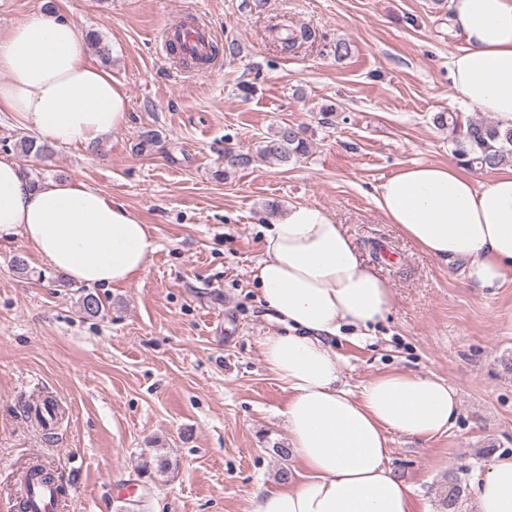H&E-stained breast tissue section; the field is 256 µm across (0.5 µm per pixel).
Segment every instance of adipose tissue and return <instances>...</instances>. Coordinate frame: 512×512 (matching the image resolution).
Here are the masks:
<instances>
[{
	"label": "adipose tissue",
	"instance_id": "adipose-tissue-1",
	"mask_svg": "<svg viewBox=\"0 0 512 512\" xmlns=\"http://www.w3.org/2000/svg\"><path fill=\"white\" fill-rule=\"evenodd\" d=\"M448 27L462 40L448 62L453 86L512 127V0H450ZM0 112L39 138L88 146L126 125L128 99L90 63L75 25L46 8L0 31ZM375 201L417 249L442 264L464 261L470 282L491 288L512 274V166L478 185L455 162L415 163L380 183ZM18 237L86 286L132 285L156 250L148 225L104 192L36 183L0 157V240ZM263 248L253 278L284 329L262 339V355L287 394L282 415L304 475L264 494L252 512H415L410 486L388 467V435L427 441L447 431L455 390L402 370L356 393L342 387L331 338L384 319L394 294L324 208L291 206ZM472 487L476 512H512V458L496 459Z\"/></svg>",
	"mask_w": 512,
	"mask_h": 512
}]
</instances>
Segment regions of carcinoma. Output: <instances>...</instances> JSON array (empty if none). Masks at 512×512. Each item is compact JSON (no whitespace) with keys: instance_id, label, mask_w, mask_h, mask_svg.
Listing matches in <instances>:
<instances>
[{"instance_id":"cac0c4a2","label":"carcinoma","mask_w":512,"mask_h":512,"mask_svg":"<svg viewBox=\"0 0 512 512\" xmlns=\"http://www.w3.org/2000/svg\"><path fill=\"white\" fill-rule=\"evenodd\" d=\"M312 39L311 32L301 30L285 34L279 38L280 47L292 52L303 43ZM438 125L451 131L454 144L453 155L460 165L472 169L493 171L512 162V128H502L498 123L472 121L461 125L455 112L439 113ZM15 147L25 155H46L51 147L36 144L30 136H22L15 142ZM307 153V145L299 132L292 126H281L277 132L265 141L261 154L281 162H288ZM463 495V488L456 473L450 471L444 479V490L440 499V512H458Z\"/></svg>"}]
</instances>
